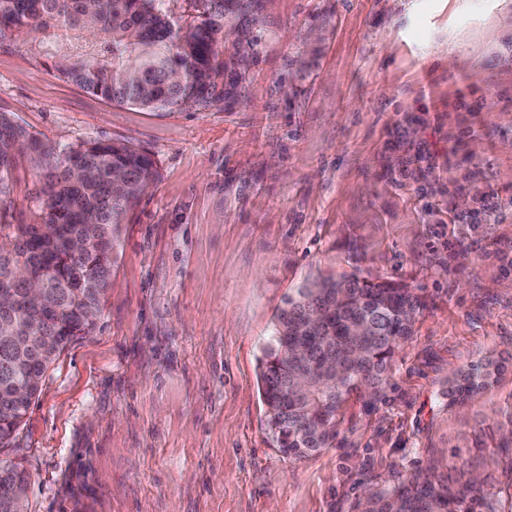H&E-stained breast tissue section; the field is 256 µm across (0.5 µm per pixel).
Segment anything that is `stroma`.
<instances>
[{"label":"stroma","mask_w":512,"mask_h":512,"mask_svg":"<svg viewBox=\"0 0 512 512\" xmlns=\"http://www.w3.org/2000/svg\"><path fill=\"white\" fill-rule=\"evenodd\" d=\"M73 38L0 36V112L63 146L132 143L157 177L95 329L0 447L28 512H355L427 469L512 512V0H261L224 20L231 93L208 109L86 93L55 69ZM41 187L18 157L0 224L35 223ZM351 274L426 306L385 402L351 397L335 447L288 456L262 348L296 286ZM489 354L498 384L450 403L452 369Z\"/></svg>","instance_id":"1"}]
</instances>
